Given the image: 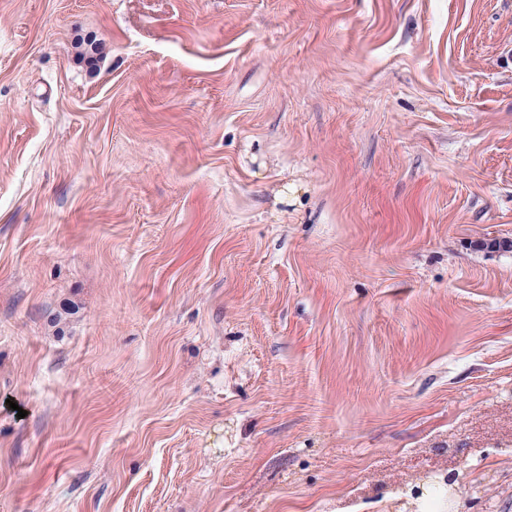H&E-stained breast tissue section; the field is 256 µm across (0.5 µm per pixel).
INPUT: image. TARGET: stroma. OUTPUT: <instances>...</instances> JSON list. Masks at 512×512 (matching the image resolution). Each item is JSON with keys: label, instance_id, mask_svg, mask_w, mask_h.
<instances>
[{"label": "stroma", "instance_id": "obj_1", "mask_svg": "<svg viewBox=\"0 0 512 512\" xmlns=\"http://www.w3.org/2000/svg\"><path fill=\"white\" fill-rule=\"evenodd\" d=\"M494 238L512 0H0V512H512Z\"/></svg>", "mask_w": 512, "mask_h": 512}]
</instances>
